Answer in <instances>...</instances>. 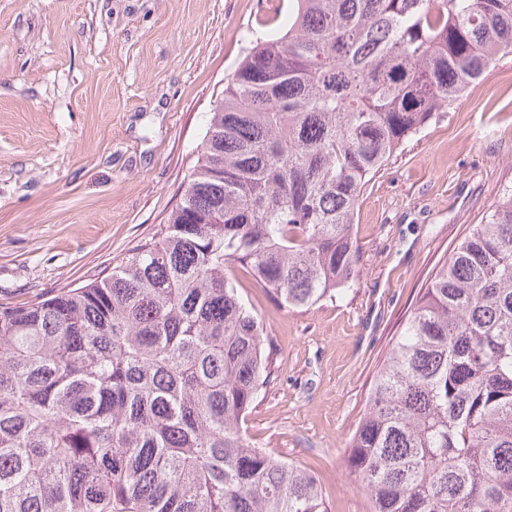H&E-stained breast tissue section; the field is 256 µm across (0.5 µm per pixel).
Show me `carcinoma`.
<instances>
[{
  "label": "carcinoma",
  "instance_id": "cac0c4a2",
  "mask_svg": "<svg viewBox=\"0 0 512 512\" xmlns=\"http://www.w3.org/2000/svg\"><path fill=\"white\" fill-rule=\"evenodd\" d=\"M512 52V0H294L209 113L167 222L112 272L0 306V512H331L241 422L270 383L248 274L350 290L368 180ZM344 465L371 512H512V190L438 267Z\"/></svg>",
  "mask_w": 512,
  "mask_h": 512
}]
</instances>
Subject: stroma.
Masks as SVG:
<instances>
[{
	"label": "stroma",
	"mask_w": 512,
	"mask_h": 512,
	"mask_svg": "<svg viewBox=\"0 0 512 512\" xmlns=\"http://www.w3.org/2000/svg\"><path fill=\"white\" fill-rule=\"evenodd\" d=\"M292 0H0V306L104 276L179 202L207 115ZM512 187V53L367 183L363 259L304 313L247 274L274 376L243 425L300 463L331 512H369L343 465L392 339L449 251Z\"/></svg>",
	"instance_id": "1"
}]
</instances>
